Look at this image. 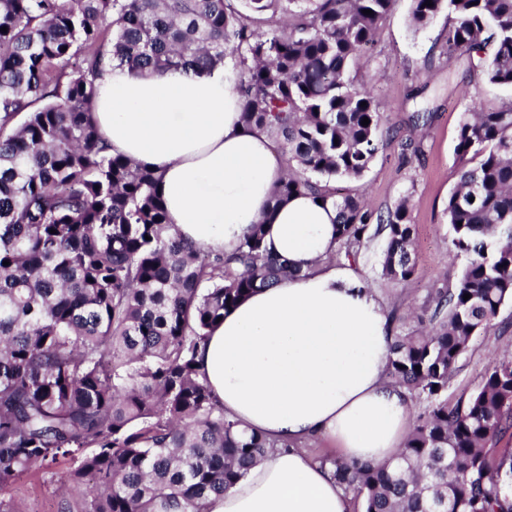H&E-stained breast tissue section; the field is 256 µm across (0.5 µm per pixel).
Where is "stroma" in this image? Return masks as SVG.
Segmentation results:
<instances>
[{
  "label": "stroma",
  "mask_w": 512,
  "mask_h": 512,
  "mask_svg": "<svg viewBox=\"0 0 512 512\" xmlns=\"http://www.w3.org/2000/svg\"><path fill=\"white\" fill-rule=\"evenodd\" d=\"M411 0H395L382 21L374 48L355 72L383 107L386 134L369 171L358 181H336L337 196L363 194L371 209L394 210L408 202L415 226L416 271L405 282L381 275L383 235L373 236L358 259L357 270L386 305L395 324L416 325L434 309L435 289L454 287L463 265L453 258L452 229L445 213L449 193L458 180L460 164L454 147L460 121L472 102L489 109L512 106V88L490 83L467 58L450 59L440 46L448 24L439 14L426 27L411 21ZM429 112L413 123L414 112ZM419 144V156L403 151L405 140ZM512 355V302L501 308L487 336L474 337L448 383V401L467 398L479 386L487 368L499 357ZM69 462L59 461L23 474L7 489L25 512H59L58 473Z\"/></svg>",
  "instance_id": "stroma-1"
}]
</instances>
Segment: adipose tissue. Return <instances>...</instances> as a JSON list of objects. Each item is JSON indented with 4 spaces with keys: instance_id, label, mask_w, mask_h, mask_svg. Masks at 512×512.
<instances>
[{
    "instance_id": "obj_1",
    "label": "adipose tissue",
    "mask_w": 512,
    "mask_h": 512,
    "mask_svg": "<svg viewBox=\"0 0 512 512\" xmlns=\"http://www.w3.org/2000/svg\"><path fill=\"white\" fill-rule=\"evenodd\" d=\"M236 81L223 73L145 77L109 69L93 117L112 154L161 177L174 233L233 252L256 223L267 253L298 271L226 312L198 363L240 428L274 441L207 512H350L330 465L304 444L332 442L343 459L397 457L412 403L385 376L393 326L383 302L350 263H329L337 210L313 196L272 209L286 164L268 136L244 127Z\"/></svg>"
}]
</instances>
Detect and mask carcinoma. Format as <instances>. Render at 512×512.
Wrapping results in <instances>:
<instances>
[{
	"label": "carcinoma",
	"mask_w": 512,
	"mask_h": 512,
	"mask_svg": "<svg viewBox=\"0 0 512 512\" xmlns=\"http://www.w3.org/2000/svg\"><path fill=\"white\" fill-rule=\"evenodd\" d=\"M425 2L415 26L447 12L444 52L512 87V0ZM393 4L0 0V495L63 458V512H206L274 447L224 415L197 356L224 313L300 270L266 253L262 223L230 255L170 233L160 177L110 154L92 118L105 67L202 77L231 59L243 123L287 157L272 208L334 200L331 258L349 262L377 224L382 275L400 283L415 270L407 203L376 214L330 187L378 153L380 105L351 74ZM455 151L446 214L465 263L430 327L394 336L386 369L425 412L393 462L324 460L362 512H512V448L489 447L512 429V356L447 397L512 301V108L464 113Z\"/></svg>",
	"instance_id": "1"
}]
</instances>
